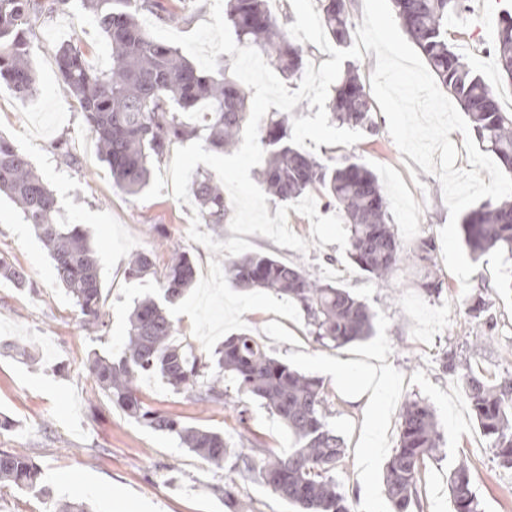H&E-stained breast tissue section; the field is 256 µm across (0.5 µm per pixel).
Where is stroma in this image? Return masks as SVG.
Returning <instances> with one entry per match:
<instances>
[{
    "mask_svg": "<svg viewBox=\"0 0 512 512\" xmlns=\"http://www.w3.org/2000/svg\"><path fill=\"white\" fill-rule=\"evenodd\" d=\"M504 8L512 10V0H470L464 18L453 20L451 27L456 51L503 103L512 99V85L498 78L493 40ZM67 41L77 45L93 66L110 67L107 38L82 0H67L39 20L31 39L36 96L22 102L0 84V135L28 155L53 190L63 217L89 231L101 259L107 327L96 333L82 325L47 250L13 202L0 197V254L21 266L30 282L29 289L22 291L0 281V419L11 421L9 429L0 430V451L24 449L42 468L50 491L44 498L0 488V512H53L55 502L74 499L87 502L93 512H116L119 493L133 512H232L211 490L213 484L230 480L236 484V494L250 501L253 512H294L257 474L216 468L174 436L128 417L88 374L92 352L119 355L135 303L159 293L154 276L126 275L128 257L134 252L150 253L160 265L170 253L179 252L194 264L192 290L168 308L173 342L208 355L224 338L245 327L268 355L322 379L327 422L346 445L335 478L341 489L355 493V512H392L384 473L397 445L401 408L414 398L434 409L443 444L422 468L419 504L411 512H452L448 477L464 458L473 465V489L484 512H512V469L500 466L462 383L442 367L445 355L454 351L488 381L512 374V260L496 251L486 253L477 261L470 291H463L439 248L440 230L449 218L441 184L400 152L382 110L373 112V134L363 135L351 146L323 144L313 153L329 165L340 156H354L383 185L402 260L386 279L378 280L353 264L338 244L316 246L310 220L293 210L287 223L306 239L309 248L303 253L259 234L217 235L203 223L196 204L173 198L170 158L154 164L150 183L140 194L128 196L114 188L112 173L97 156L82 112L60 86L55 49ZM67 152L79 158L78 166L64 163ZM424 240L435 247L428 268L415 257ZM255 252L304 264L317 279L347 288L373 312V336L340 347L319 345L299 308L267 290L231 287L224 276L225 257ZM431 279L439 284V292L426 290ZM478 298L485 305V317L496 323L490 343L482 339L485 318L468 313ZM17 341L28 344L30 356L5 351V344ZM375 351L382 355L380 365L394 392L383 453L365 478L358 465V442L368 411L365 405H351L322 366L336 357L368 363ZM224 387L225 403L204 407L173 391L159 376L145 375L138 381L149 408L184 424L223 433L235 444L249 432L277 454L292 451L294 439L278 416L260 400H240L233 379H225ZM242 409L247 412L243 423L238 420Z\"/></svg>",
    "mask_w": 512,
    "mask_h": 512,
    "instance_id": "obj_1",
    "label": "stroma"
}]
</instances>
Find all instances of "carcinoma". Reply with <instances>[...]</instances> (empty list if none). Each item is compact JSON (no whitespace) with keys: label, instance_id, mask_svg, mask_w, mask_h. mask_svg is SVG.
Listing matches in <instances>:
<instances>
[{"label":"carcinoma","instance_id":"obj_1","mask_svg":"<svg viewBox=\"0 0 512 512\" xmlns=\"http://www.w3.org/2000/svg\"><path fill=\"white\" fill-rule=\"evenodd\" d=\"M319 2L325 33L336 44H347L355 31L350 0ZM84 3L109 40L112 67L102 71L91 66L70 43L56 48L55 63L62 90L79 105L98 155L110 166L121 192L139 194L149 182L154 163L179 141L200 136L209 149L221 153L236 147L250 117V92L230 73L231 58L217 57L216 70L207 72L177 48L154 39L139 21L140 13L150 12L165 23H184L187 17L182 10L163 8L159 0ZM393 6L398 24L421 51L437 82L467 114L476 139L512 175V113L501 109L495 91L448 42V23L467 9V0H393ZM52 7L48 0H0V83L23 101L36 93L29 60L32 23ZM224 19L239 46L267 54L285 79L301 77L303 52L290 40L285 23L269 12L266 0H225ZM495 42L497 70L512 82V14L498 18ZM201 108L202 126L183 121L184 113ZM328 109L333 120L373 132V105L357 67L345 70ZM259 140L266 153L263 183L271 200L325 198L326 205L338 207L349 224L350 259L376 278L387 277L402 255L384 188L374 173L348 156L329 166L301 151L291 141L286 116L274 114L259 124ZM189 191L203 223L222 231L230 205L221 182L198 173ZM0 192L17 206L48 250L83 326L93 331L104 327L100 263L87 229L63 222L53 193L27 156L1 135ZM462 231L474 258L489 251L512 258V201L487 202L466 213ZM224 272L236 288L270 290L299 307L311 336L322 346H341L372 333L373 313L364 303L346 289L312 277L299 264L253 253L225 259ZM126 273L154 275L160 296H147L135 304L121 356L96 354L89 359L88 372L99 389L129 416L156 432L177 437L210 464L228 463L233 472H258L266 487L299 512H351L349 498L334 477L345 447L343 438L326 422L323 383L267 355L246 330L224 340L209 357L174 343L165 305L179 300L194 280L195 268L186 255L173 253L158 269L152 255L135 252L127 261ZM1 278L18 288L28 285L25 271L0 254ZM443 368L459 376L500 466L512 469V376L489 383L453 353L446 356ZM144 373L160 375L173 390L190 394L202 405L225 401L224 379L231 377L239 395L261 400L283 420L296 439L295 449L278 456L269 448H239L218 432L184 425L147 408L137 387ZM440 442L433 408L420 400L406 403L400 414L398 444L384 476L393 512H409L417 497L421 466ZM0 486L49 495L42 485L41 468L16 450L0 452ZM448 489L454 512H481L467 461L455 466Z\"/></svg>","mask_w":512,"mask_h":512}]
</instances>
